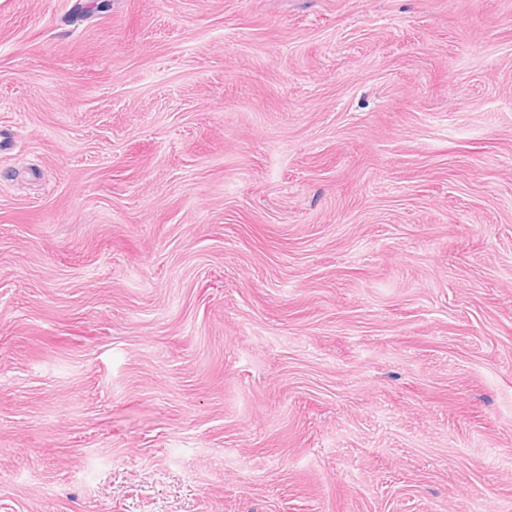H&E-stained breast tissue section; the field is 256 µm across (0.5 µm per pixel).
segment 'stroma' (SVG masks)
<instances>
[{
	"instance_id": "stroma-1",
	"label": "stroma",
	"mask_w": 512,
	"mask_h": 512,
	"mask_svg": "<svg viewBox=\"0 0 512 512\" xmlns=\"http://www.w3.org/2000/svg\"><path fill=\"white\" fill-rule=\"evenodd\" d=\"M512 0H0V512H512Z\"/></svg>"
}]
</instances>
